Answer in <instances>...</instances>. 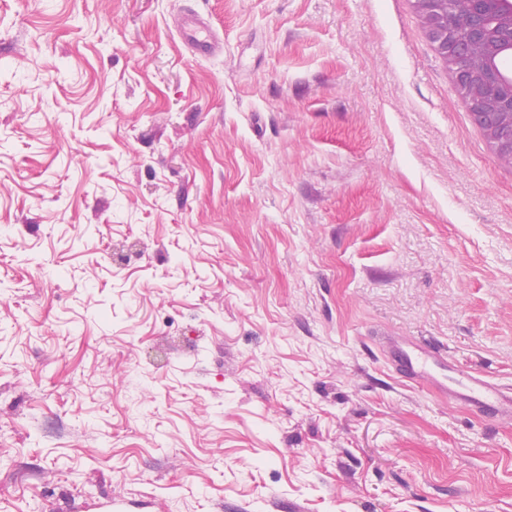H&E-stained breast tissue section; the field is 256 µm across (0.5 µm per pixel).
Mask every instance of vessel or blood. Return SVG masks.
<instances>
[{
  "label": "vessel or blood",
  "mask_w": 512,
  "mask_h": 512,
  "mask_svg": "<svg viewBox=\"0 0 512 512\" xmlns=\"http://www.w3.org/2000/svg\"><path fill=\"white\" fill-rule=\"evenodd\" d=\"M178 31L194 54L210 55L219 46L218 36L204 19L183 17ZM382 353L399 378L428 387L448 404L484 419L512 420V388L491 382L474 370L449 366L448 354L440 346L389 337L382 343Z\"/></svg>",
  "instance_id": "vessel-or-blood-1"
}]
</instances>
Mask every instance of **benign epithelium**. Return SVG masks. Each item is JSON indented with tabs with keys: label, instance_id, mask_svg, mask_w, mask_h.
<instances>
[{
	"label": "benign epithelium",
	"instance_id": "7a95c632",
	"mask_svg": "<svg viewBox=\"0 0 512 512\" xmlns=\"http://www.w3.org/2000/svg\"><path fill=\"white\" fill-rule=\"evenodd\" d=\"M431 40L452 67L480 133L512 158V81L495 60L512 45V0H414Z\"/></svg>",
	"mask_w": 512,
	"mask_h": 512
}]
</instances>
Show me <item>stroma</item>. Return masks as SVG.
Instances as JSON below:
<instances>
[{
	"label": "stroma",
	"mask_w": 512,
	"mask_h": 512,
	"mask_svg": "<svg viewBox=\"0 0 512 512\" xmlns=\"http://www.w3.org/2000/svg\"><path fill=\"white\" fill-rule=\"evenodd\" d=\"M387 334L512 386V161L412 0H0V512H512ZM179 35L194 54L211 55L219 46V38L204 19L186 16L178 22Z\"/></svg>",
	"instance_id": "35a3bbf8"
}]
</instances>
